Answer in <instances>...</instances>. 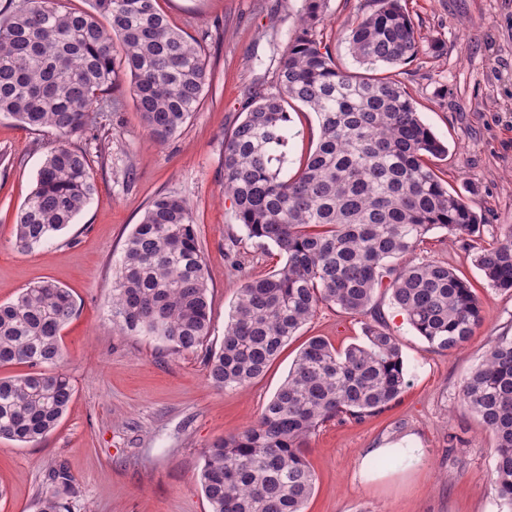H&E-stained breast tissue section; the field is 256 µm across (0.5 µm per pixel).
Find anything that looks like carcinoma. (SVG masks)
<instances>
[{
  "label": "carcinoma",
  "instance_id": "1",
  "mask_svg": "<svg viewBox=\"0 0 512 512\" xmlns=\"http://www.w3.org/2000/svg\"><path fill=\"white\" fill-rule=\"evenodd\" d=\"M326 3L306 0L305 27L280 58L276 91L250 94L224 140V190L236 221L248 238L276 245L286 262L242 284L223 344L206 357L217 388H244L262 377L323 303L367 315L384 283L438 351L462 346L482 320L478 297L447 263L395 264L434 229L461 239L480 225L431 166L448 148L393 72L440 46L423 44L401 0H373L346 35L363 71H346L309 33ZM89 4L77 10L63 0H10L0 17V116L55 137L15 216V245L23 251L51 242L93 199L86 151L72 140L97 127L123 77L157 142L181 129L209 87L204 54L158 0ZM292 101L316 114L320 136L300 172L284 179ZM474 262L491 287L512 289V225ZM208 292L191 205L175 194L156 197L125 240L112 281L113 325L175 353L194 351L210 333ZM75 313L70 292L52 280L0 304V368H26L0 376V438L35 443L60 423L74 394L61 332ZM406 386L399 340L377 317L363 322L361 343L341 351L309 339L258 420L204 451L201 489L210 512H304L315 485L310 436L342 416L383 412ZM460 394L494 436L495 490L501 512H512V337L491 341ZM48 480L40 512H69L62 492L73 476L60 464Z\"/></svg>",
  "mask_w": 512,
  "mask_h": 512
}]
</instances>
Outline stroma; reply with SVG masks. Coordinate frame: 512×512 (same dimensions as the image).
<instances>
[{"label":"stroma","mask_w":512,"mask_h":512,"mask_svg":"<svg viewBox=\"0 0 512 512\" xmlns=\"http://www.w3.org/2000/svg\"><path fill=\"white\" fill-rule=\"evenodd\" d=\"M170 21L204 50L210 86L182 128L151 141L129 80L98 117V137L80 140L96 185L93 201L49 244H14L18 209L36 185L50 134L0 118V302L48 278L68 288L76 314L62 331L75 387L68 411L41 442L0 438V512H38L45 474L64 464L74 478L70 512H209L199 483L213 442L257 421L305 341L343 349L363 340V320L322 304L266 374L243 389L208 381L204 353L224 339L245 279L279 269L271 244L247 238L224 193V140L250 92L276 87V69L301 26L305 0H158ZM406 11L440 52L401 65L400 79L422 121L448 147L433 167L482 218L469 246L431 232L408 260L448 263L472 285L483 320L464 345L438 351L408 324L385 289L373 302L398 337L408 385L390 408L327 422L308 443L315 489L305 512H499L495 441L463 404L459 384L491 341L512 336V289L488 286L476 249L512 225V0H405ZM370 0H328L311 26L337 64L355 70L343 33ZM284 177H293L319 136L315 113L288 109ZM185 198L209 274L210 334L201 351L176 354L148 336L115 330L112 279L124 241L159 194ZM403 448L420 449L412 463Z\"/></svg>","instance_id":"35a3bbf8"}]
</instances>
